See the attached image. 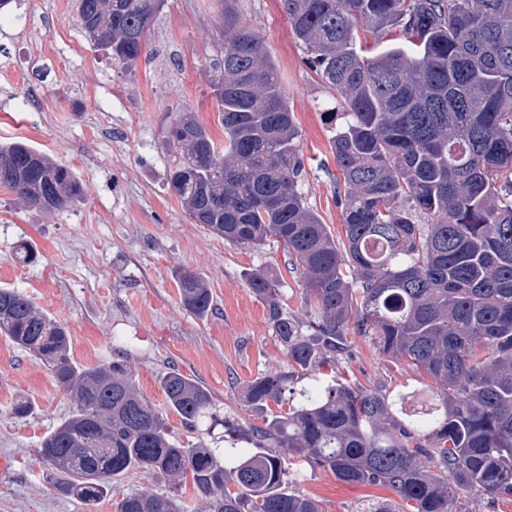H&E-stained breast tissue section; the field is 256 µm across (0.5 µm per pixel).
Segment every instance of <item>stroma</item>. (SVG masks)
Returning <instances> with one entry per match:
<instances>
[{
    "mask_svg": "<svg viewBox=\"0 0 512 512\" xmlns=\"http://www.w3.org/2000/svg\"><path fill=\"white\" fill-rule=\"evenodd\" d=\"M73 2L13 0L0 13V144L27 141L72 168L86 190L72 210L45 214L0 188V287L22 290L66 325L77 363L126 361L140 393L189 448L197 436L168 411L160 376L178 369L211 391L221 416L247 418L246 382L284 366L285 357L245 274L276 273L283 307L299 315V272L275 240L253 251L192 223L166 189L175 155L163 136L176 112L196 113L214 139L224 137L210 86V64L221 51L216 0H167L146 35L147 55L130 73L89 44ZM238 15L276 64L300 134L302 191L340 235L329 119L336 93L304 64L281 0H238ZM23 244L36 263L16 260ZM184 268L210 289L206 317L182 304L176 276ZM350 342L341 376L391 389L421 384L405 361L378 355L360 337ZM20 396L34 402L24 418L11 412ZM71 409L46 367L0 335V512H89L53 489L38 456L42 438ZM293 480L324 512H359L394 498L389 489L344 483L305 464Z\"/></svg>",
    "mask_w": 512,
    "mask_h": 512,
    "instance_id": "35a3bbf8",
    "label": "stroma"
}]
</instances>
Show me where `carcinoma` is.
I'll return each instance as SVG.
<instances>
[{"label": "carcinoma", "mask_w": 512, "mask_h": 512, "mask_svg": "<svg viewBox=\"0 0 512 512\" xmlns=\"http://www.w3.org/2000/svg\"><path fill=\"white\" fill-rule=\"evenodd\" d=\"M95 50L125 71L142 57L165 0H76ZM305 63L345 107L331 153L344 236L334 238L301 191L304 159L277 68L261 37L218 0L224 48L212 95L217 142L191 112L165 129L179 155L167 183L196 224L258 250L279 242L301 272L304 316L280 280L246 274L287 367L245 384L253 419L217 414L212 393L173 368L168 408L201 436L184 448L140 395L125 361L73 360L65 326L17 288H0V333L50 371L73 410L46 435L56 491L92 509L128 473H160L115 512H180L190 481L203 512H323L292 488L300 460L336 479L390 489L393 507L458 512L460 491L512 497V0H282ZM399 28L406 42L366 56L361 28ZM0 188L32 209L84 197L70 168L24 141L0 146ZM187 310L205 317V280L177 275ZM359 336L435 386L389 391L331 374ZM312 383L296 388L298 379Z\"/></svg>", "instance_id": "1"}]
</instances>
